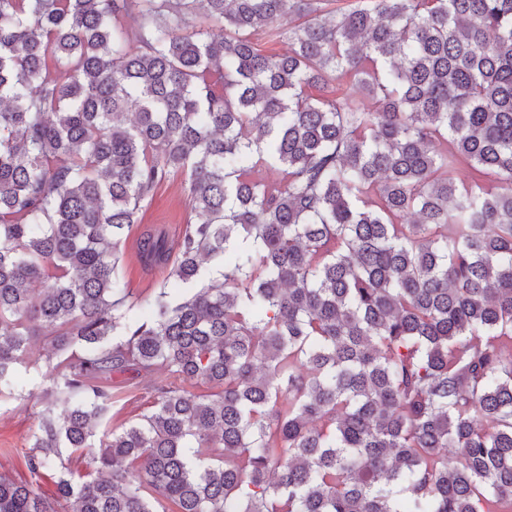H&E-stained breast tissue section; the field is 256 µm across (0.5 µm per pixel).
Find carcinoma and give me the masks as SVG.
Masks as SVG:
<instances>
[{"label":"carcinoma","instance_id":"carcinoma-1","mask_svg":"<svg viewBox=\"0 0 512 512\" xmlns=\"http://www.w3.org/2000/svg\"><path fill=\"white\" fill-rule=\"evenodd\" d=\"M345 2L0 0V393L45 336L57 470L0 512H512V0ZM172 174L141 260L219 273L128 318ZM188 200L189 185L184 177L171 176L165 179L143 202L141 223L133 225L128 231L121 247L119 276L126 287L127 305L131 308L128 315L131 317L140 315L161 288L170 287L172 282L169 279L171 264L158 269L143 267L138 254L131 250V244L146 226H165L171 237H181L190 220ZM171 379L165 373L154 374L138 384V387L131 390L128 397L115 403L109 413V425L120 427L122 424L134 420L136 415L141 414L152 402V389L155 385L166 383ZM131 398L130 401H127Z\"/></svg>","mask_w":512,"mask_h":512}]
</instances>
